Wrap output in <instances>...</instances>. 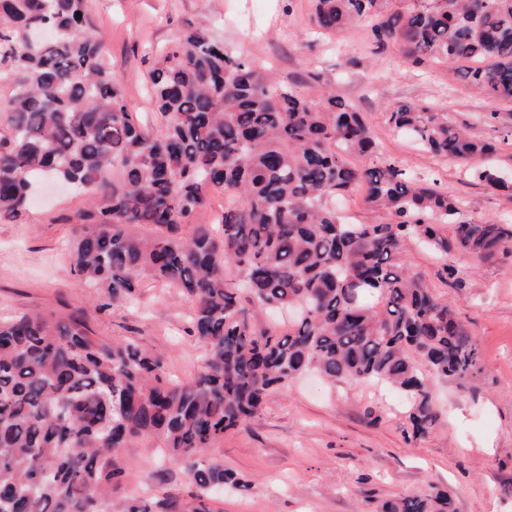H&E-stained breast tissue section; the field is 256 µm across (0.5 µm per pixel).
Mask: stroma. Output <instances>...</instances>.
Segmentation results:
<instances>
[{
	"label": "stroma",
	"mask_w": 512,
	"mask_h": 512,
	"mask_svg": "<svg viewBox=\"0 0 512 512\" xmlns=\"http://www.w3.org/2000/svg\"><path fill=\"white\" fill-rule=\"evenodd\" d=\"M87 10L132 112L153 130L162 119L148 89L150 61L191 22L301 93L314 97L326 89L364 112L377 165L437 182L462 201L465 218L512 222L511 196L489 191L462 163L426 151L387 122L399 104L435 106L474 136L499 141L494 164L512 172V141L503 138L512 102L471 90L454 67L406 64L396 46L377 50L360 28L320 34L311 22L312 0H87ZM489 112L495 120H486ZM96 201L95 191L74 192L52 179L39 186L25 219L0 220V318L83 309L96 335L134 340L160 355L174 376L192 378L205 348L185 333L191 300L147 280L135 305L99 311L94 289L75 273L72 221ZM400 260L435 297L454 302L479 345L481 373L462 384L434 382L441 420L413 442L403 434L405 399L388 387L334 386L313 374L293 381L269 396L248 429L214 446L213 455L248 487L207 500L210 512H379L383 501L439 490L452 497L456 512H512V257L494 264L443 259L408 240ZM446 262L459 268L464 289L442 276ZM122 459L131 496L186 500L195 491L157 440H136Z\"/></svg>",
	"instance_id": "stroma-1"
}]
</instances>
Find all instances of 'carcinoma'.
Instances as JSON below:
<instances>
[{"label": "carcinoma", "instance_id": "cac0c4a2", "mask_svg": "<svg viewBox=\"0 0 512 512\" xmlns=\"http://www.w3.org/2000/svg\"><path fill=\"white\" fill-rule=\"evenodd\" d=\"M312 2L316 28L363 25L377 47L396 45L413 65L458 63L473 89L512 102V0ZM0 68L13 83L0 106V218H21L45 175L98 190L72 242L96 309L136 302L145 279L162 282L193 301L186 334L206 348L194 378L181 382L135 342L95 335L85 311L0 320V512H206L173 495L126 496L120 450L156 438L200 493L245 489L209 449L294 379L315 372L390 385L409 400L405 434L417 440L440 419L430 378L481 371L454 303L437 300L399 254L416 239L437 255L494 262L512 256V225L465 220L437 183L369 164L376 143L351 104L332 93L313 100L190 24L148 71L164 120L154 133L135 122L86 0H0ZM388 123L512 193L491 165L495 144L448 113L404 103ZM361 186L378 215L372 224L336 209ZM213 193L232 200L222 229L198 224L177 236ZM138 224L159 234L135 235ZM254 306L292 310L295 320L286 331L258 329ZM381 512L454 510L437 493Z\"/></svg>", "mask_w": 512, "mask_h": 512}]
</instances>
